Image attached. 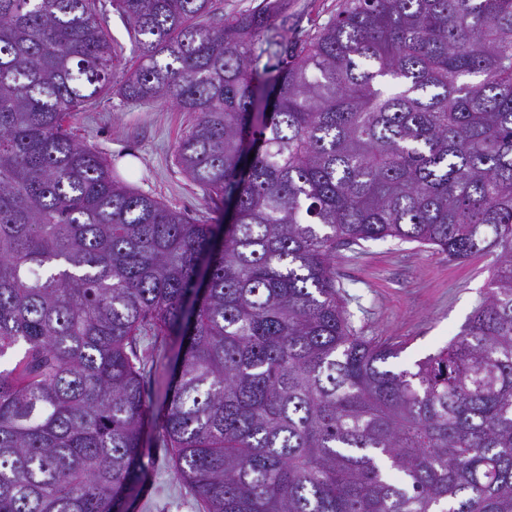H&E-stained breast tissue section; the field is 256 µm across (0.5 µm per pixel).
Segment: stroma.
<instances>
[{
    "instance_id": "1",
    "label": "stroma",
    "mask_w": 512,
    "mask_h": 512,
    "mask_svg": "<svg viewBox=\"0 0 512 512\" xmlns=\"http://www.w3.org/2000/svg\"><path fill=\"white\" fill-rule=\"evenodd\" d=\"M340 0H279L278 21L306 32L334 17ZM190 124L169 104H127L116 95L98 100L73 124L78 139L93 145L123 183L160 198L200 220L215 214L200 189L178 168L174 150ZM492 259L459 263L415 243L387 239L336 252L337 282L362 335L406 342L402 368L445 347L467 323L491 276ZM147 476L129 499V512H197L191 490L176 476L169 449L155 432L144 446Z\"/></svg>"
}]
</instances>
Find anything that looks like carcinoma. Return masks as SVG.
<instances>
[{
	"instance_id": "1",
	"label": "carcinoma",
	"mask_w": 512,
	"mask_h": 512,
	"mask_svg": "<svg viewBox=\"0 0 512 512\" xmlns=\"http://www.w3.org/2000/svg\"><path fill=\"white\" fill-rule=\"evenodd\" d=\"M0 0V512H123L160 439L200 512H512V0ZM194 117L215 224L124 185L67 119L106 91ZM253 159H248L249 154ZM493 259L460 335L396 370L336 249ZM111 0H106L107 14L109 16V28L112 35L117 39L118 43L123 46V65L135 67L137 65V54L133 51L132 43L127 34V30L123 21L118 16L116 11L112 8ZM279 1L280 13L274 18V24L288 22V33H302L325 24L336 15L341 0H267Z\"/></svg>"
}]
</instances>
